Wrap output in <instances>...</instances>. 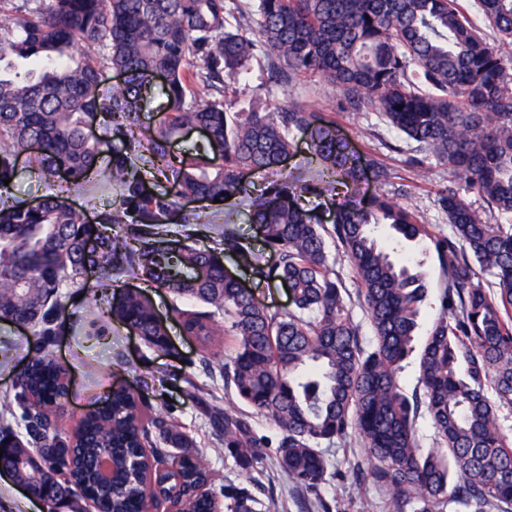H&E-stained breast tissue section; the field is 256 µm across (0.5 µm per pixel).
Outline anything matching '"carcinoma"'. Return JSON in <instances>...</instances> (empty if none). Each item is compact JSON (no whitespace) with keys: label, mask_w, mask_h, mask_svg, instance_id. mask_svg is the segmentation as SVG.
Segmentation results:
<instances>
[{"label":"carcinoma","mask_w":512,"mask_h":512,"mask_svg":"<svg viewBox=\"0 0 512 512\" xmlns=\"http://www.w3.org/2000/svg\"><path fill=\"white\" fill-rule=\"evenodd\" d=\"M474 12L500 43L512 42V0H473ZM237 0H46L0 32V188L16 175V155L32 141L41 162L59 165L80 184L99 170L100 144L86 133L99 116L135 124L154 76L167 77V113L154 134L110 152L109 183L123 189L122 215L96 225L63 192L35 203L0 200V318L27 323L36 337L0 414L22 409L25 433H0V469L42 501L48 512H83L91 489L100 512H144L151 502L152 460L167 456L165 488L182 512H264L247 485L210 492L211 475L193 437L176 420L151 418V406L122 388L91 410L70 437L55 426L68 395L67 368L51 354L63 308L60 288L86 267L101 278L132 272L171 294L182 335L207 352L230 348L224 385L241 406L209 408L224 451L249 469L269 456L293 483L317 493L332 463L324 447L360 438L353 467L387 497L390 512L512 509V439L498 410H512V60L486 39L460 0H258L256 37L229 27ZM274 60L266 83L290 95L299 78H319L338 93L342 112H376L413 144L409 162L444 165L507 220L490 224L460 192L440 191L452 236L434 231L385 195L360 196L363 167L381 180L387 168L361 157L336 135V122L297 106L276 112H227L221 100L186 105L194 84L218 91L249 73L254 59ZM126 76L103 89L105 70ZM202 127L207 149L173 157L170 141ZM313 143L316 177L267 181L251 197V216L275 262L229 230L220 252L170 235L175 201L146 191L130 172L131 153L146 151L154 174L175 196L199 201L250 197L247 176L274 173L294 150V132ZM336 197L331 227L300 201ZM434 244L443 272L440 311L418 357V388L400 383L414 352L427 297L421 266L397 263L374 237ZM348 258L363 298L373 342L361 339L329 266L327 239ZM259 282H278L294 310L272 311L228 273L224 254ZM492 277L488 281L484 276ZM112 321L168 354L167 323L149 298L126 290ZM224 318V327L217 317ZM492 389L494 398L487 396ZM425 414L435 429L426 448L416 429ZM279 429L274 442L254 416ZM42 448L56 456L40 455ZM114 477L100 479L98 458ZM64 481L53 480L59 471Z\"/></svg>","instance_id":"1"}]
</instances>
